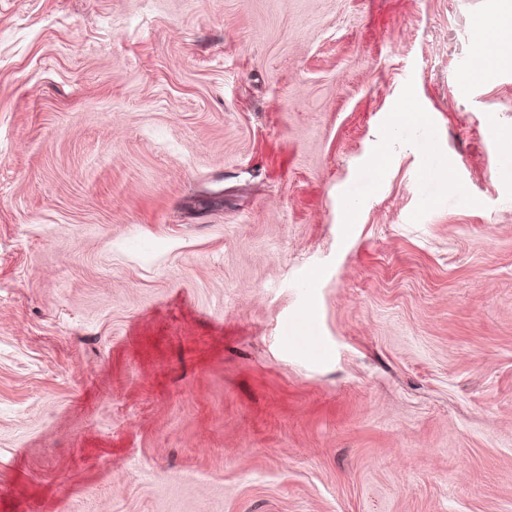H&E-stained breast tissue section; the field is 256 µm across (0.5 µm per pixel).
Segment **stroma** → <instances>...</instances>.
Listing matches in <instances>:
<instances>
[{"instance_id": "obj_1", "label": "stroma", "mask_w": 512, "mask_h": 512, "mask_svg": "<svg viewBox=\"0 0 512 512\" xmlns=\"http://www.w3.org/2000/svg\"><path fill=\"white\" fill-rule=\"evenodd\" d=\"M500 5L0 0V512H512Z\"/></svg>"}]
</instances>
